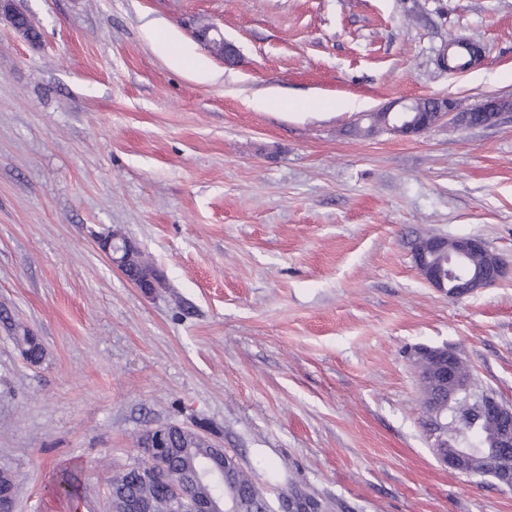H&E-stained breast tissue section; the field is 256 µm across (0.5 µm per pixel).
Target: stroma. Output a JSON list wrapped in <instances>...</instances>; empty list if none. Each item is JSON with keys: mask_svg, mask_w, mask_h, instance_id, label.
<instances>
[{"mask_svg": "<svg viewBox=\"0 0 512 512\" xmlns=\"http://www.w3.org/2000/svg\"><path fill=\"white\" fill-rule=\"evenodd\" d=\"M0 14V469L16 512H108L146 429L235 454L275 512H512V491L441 465L412 366L454 350L512 403V110L417 136L363 114L447 97L512 102V0H15ZM173 37L181 71L148 35ZM214 24L238 53L193 36ZM486 49L448 73L449 41ZM119 232L143 294L100 249ZM482 239L506 263L452 298L417 239ZM43 350L26 362L14 327ZM99 246L110 257L112 264L138 288L146 293L156 288L155 269L143 260L139 248L132 241L113 234L101 240ZM56 494L65 500L72 511L77 509L80 491L77 478L70 473L63 474L56 484Z\"/></svg>", "mask_w": 512, "mask_h": 512, "instance_id": "35a3bbf8", "label": "stroma"}]
</instances>
